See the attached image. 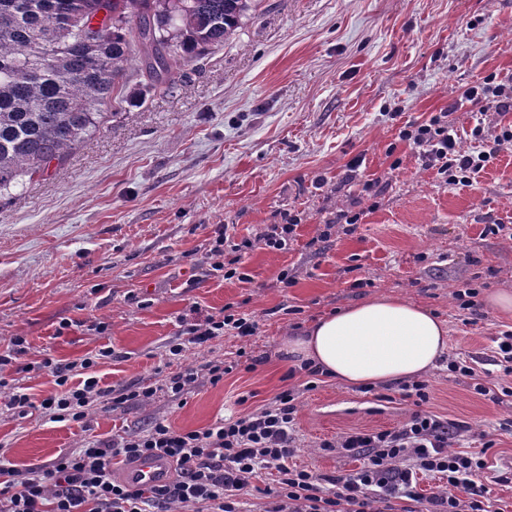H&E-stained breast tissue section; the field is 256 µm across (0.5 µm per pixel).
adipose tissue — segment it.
I'll return each instance as SVG.
<instances>
[{
	"label": "adipose tissue",
	"instance_id": "adipose-tissue-1",
	"mask_svg": "<svg viewBox=\"0 0 512 512\" xmlns=\"http://www.w3.org/2000/svg\"><path fill=\"white\" fill-rule=\"evenodd\" d=\"M447 347L444 321L394 296L350 305L281 342L296 362L311 363L350 388L421 378Z\"/></svg>",
	"mask_w": 512,
	"mask_h": 512
}]
</instances>
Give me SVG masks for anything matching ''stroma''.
I'll return each instance as SVG.
<instances>
[{"label":"stroma","instance_id":"1","mask_svg":"<svg viewBox=\"0 0 512 512\" xmlns=\"http://www.w3.org/2000/svg\"><path fill=\"white\" fill-rule=\"evenodd\" d=\"M492 71L512 74V0H255L236 34L169 92L128 63L117 115L64 167L0 202V354L15 336L26 338L28 362L108 346L114 357L97 369L104 386L153 384L181 365L230 362L241 351L259 363L199 386L185 404L160 392L148 404L96 409L84 425L0 413V459L42 467L90 435L141 431L158 417L196 430L295 386V462L319 475L353 472L361 460L322 451L320 441L398 427L412 400L396 383L367 392L325 376L304 390L306 375L293 372L280 344L292 323L306 327L375 296L428 308L448 325V355L512 384L493 362L494 339L512 329V316L484 305L475 321L454 297L468 287L512 293V241L484 231L493 219L512 223V149L471 186L452 187L397 139L404 121L439 112ZM391 144L402 160L396 170ZM359 155L358 181L346 183ZM376 177L385 192L375 206L357 184ZM342 207L360 211L359 223L334 225ZM283 211L301 218L288 250L254 247L240 265L246 280L204 279L215 229L253 238ZM326 227L330 239L310 248ZM284 271L293 287L280 286ZM360 278L368 287H354ZM237 303L259 323L249 341L221 336L188 348L183 361L168 359L191 307ZM286 306L297 315L283 314ZM93 317L108 322L105 333L82 328ZM64 319L75 326L57 334ZM425 380L428 410L471 427L455 449L479 450L473 435L482 431L497 443L491 465L512 458L503 429L512 398L475 394L442 360Z\"/></svg>","mask_w":512,"mask_h":512}]
</instances>
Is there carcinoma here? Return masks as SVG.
Instances as JSON below:
<instances>
[{"label": "carcinoma", "instance_id": "obj_1", "mask_svg": "<svg viewBox=\"0 0 512 512\" xmlns=\"http://www.w3.org/2000/svg\"><path fill=\"white\" fill-rule=\"evenodd\" d=\"M251 2L0 0V200L44 179L100 130L122 102L129 62L168 91L180 69L232 38Z\"/></svg>", "mask_w": 512, "mask_h": 512}]
</instances>
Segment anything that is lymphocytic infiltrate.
Listing matches in <instances>:
<instances>
[{
  "instance_id": "lymphocytic-infiltrate-1",
  "label": "lymphocytic infiltrate",
  "mask_w": 512,
  "mask_h": 512,
  "mask_svg": "<svg viewBox=\"0 0 512 512\" xmlns=\"http://www.w3.org/2000/svg\"><path fill=\"white\" fill-rule=\"evenodd\" d=\"M479 114L469 131L472 147H463L451 115L465 105ZM512 76L491 72L464 87L448 108L421 122L402 126L399 138L412 145L424 169L436 170L451 186L471 185L475 176L512 145ZM299 224L291 215L268 225L256 239L233 242L218 228L206 251V276H236L241 256L255 246L284 251ZM181 338L168 344V355L180 358L188 345L204 346L230 335L254 336L258 323L251 313L232 306L195 317H180ZM26 340L16 336L0 354V411L36 409L56 422L87 421L96 408L116 410L151 402L157 392L183 401L201 382L218 384L230 368L221 361L185 366L160 386H101L96 369L111 359L99 348L66 363L44 358L40 364L19 363ZM43 369L51 373L57 394L32 401L19 389L18 377ZM416 410L398 428L354 431L322 440L323 450L359 457L363 465L346 475L326 477L291 462L296 451L295 416L298 393L288 388L266 405L206 427L175 430L155 419L142 431L89 438L82 448L56 458L44 468L20 470L0 464V512H240L237 495L260 471L275 474L273 500L267 512H490L482 479L496 442L486 439L477 452L455 450L454 441L469 427L428 411L429 386L414 381L402 387ZM168 459L174 475L159 486L133 487L113 477L117 462L142 458ZM437 479L430 494L418 490L420 476Z\"/></svg>"
}]
</instances>
